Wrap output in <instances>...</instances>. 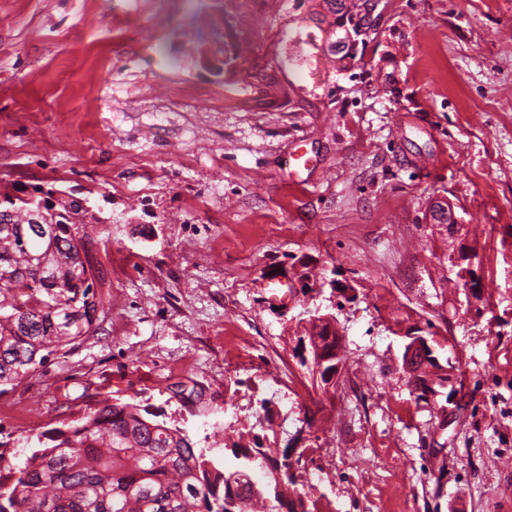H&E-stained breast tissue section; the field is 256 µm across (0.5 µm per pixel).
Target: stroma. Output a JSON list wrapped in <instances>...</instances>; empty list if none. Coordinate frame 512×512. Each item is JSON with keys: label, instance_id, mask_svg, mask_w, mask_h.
Masks as SVG:
<instances>
[{"label": "stroma", "instance_id": "obj_1", "mask_svg": "<svg viewBox=\"0 0 512 512\" xmlns=\"http://www.w3.org/2000/svg\"><path fill=\"white\" fill-rule=\"evenodd\" d=\"M0 0V178L110 217L112 306L0 394V469L84 394L162 410L198 447L308 441L317 512H501L512 494V0H386L364 80L325 70L310 0ZM275 61L287 105L193 57ZM448 197L464 223H429ZM469 248L488 313L450 261ZM333 314L329 394L298 354ZM425 337L450 383L419 400ZM202 384L210 408L171 400ZM310 321L312 322V324L316 325H312V330L308 336V341L311 340L315 350H320L323 356L328 357L330 359V362L333 359H336V365L326 373V380L328 381L326 386L327 389H330L336 383V380L338 379L343 369L342 362L338 361V357L340 356L341 351H336V335L340 336L339 326L336 322V318L332 314H318L312 316ZM317 325H326L329 330H335L336 334H332V336H329L326 333V326L320 327ZM314 338L317 341V343L314 341ZM405 358L412 366L410 368V382L415 390H426L428 387H432V382L437 380V377L447 379L448 376V380L450 378L447 373H438L444 370L440 368L427 339L422 336L412 337L411 341L406 344ZM419 361L420 366H418Z\"/></svg>", "mask_w": 512, "mask_h": 512}]
</instances>
